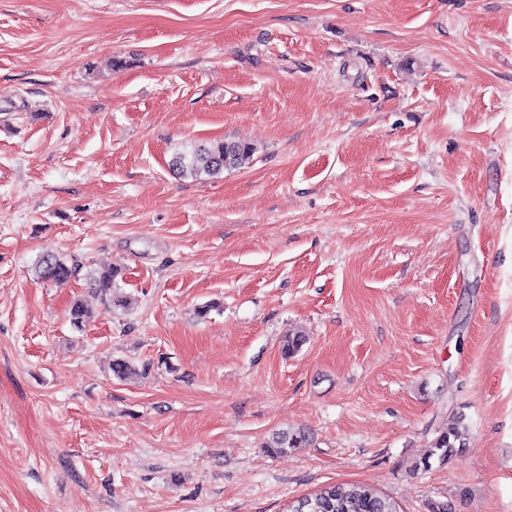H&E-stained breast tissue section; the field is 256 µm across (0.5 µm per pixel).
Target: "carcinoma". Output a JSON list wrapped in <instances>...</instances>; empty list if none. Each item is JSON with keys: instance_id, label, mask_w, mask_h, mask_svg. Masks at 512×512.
<instances>
[{"instance_id": "carcinoma-1", "label": "carcinoma", "mask_w": 512, "mask_h": 512, "mask_svg": "<svg viewBox=\"0 0 512 512\" xmlns=\"http://www.w3.org/2000/svg\"><path fill=\"white\" fill-rule=\"evenodd\" d=\"M255 148L246 142L220 141L208 145H195L192 149L175 153L169 163L170 170L180 178L216 176L226 170L240 169L250 163ZM37 277L48 282H62L78 275V267L68 264L54 254L42 255L35 265ZM116 272L104 271L88 274L91 288L107 294L112 291ZM114 375L122 379L139 374L138 366L129 360L118 359L112 364ZM468 427L459 417L434 438L432 452L420 462L431 467V459L441 466L448 463L454 449L466 446ZM311 437L304 431L279 430L266 441L265 447L276 455H285L310 445ZM307 504L305 512H397L389 499L362 485H334L300 499Z\"/></svg>"}]
</instances>
